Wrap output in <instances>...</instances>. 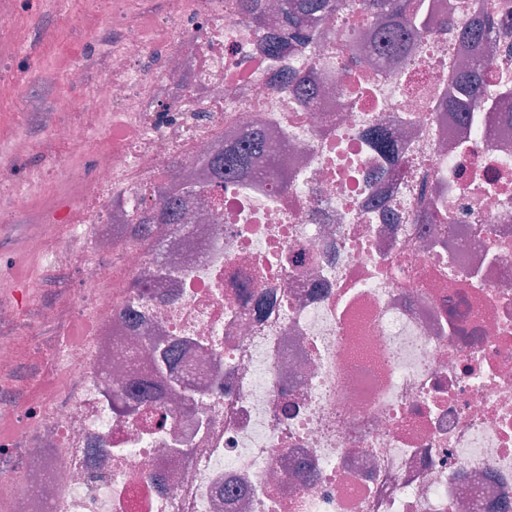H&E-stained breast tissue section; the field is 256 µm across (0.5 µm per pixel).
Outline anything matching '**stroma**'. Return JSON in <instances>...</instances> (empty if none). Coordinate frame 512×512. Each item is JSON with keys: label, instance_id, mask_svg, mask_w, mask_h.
Wrapping results in <instances>:
<instances>
[{"label": "stroma", "instance_id": "obj_1", "mask_svg": "<svg viewBox=\"0 0 512 512\" xmlns=\"http://www.w3.org/2000/svg\"><path fill=\"white\" fill-rule=\"evenodd\" d=\"M15 26L0 37V45L15 54L19 67L6 70L5 76L19 86L14 100L0 102V121L12 130L32 137L34 155L29 162L11 163L7 171L20 175L26 164H40L48 146L54 122H80L78 113L68 111L66 103L75 96L89 97L90 82L110 66L106 42L111 35L108 24L79 27L75 24L73 0H11ZM89 63V84L75 87L64 78L71 66ZM75 268L41 264L39 277L32 281L31 306L53 302L65 288L73 287Z\"/></svg>", "mask_w": 512, "mask_h": 512}]
</instances>
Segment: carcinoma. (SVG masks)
<instances>
[{
    "instance_id": "obj_1",
    "label": "carcinoma",
    "mask_w": 512,
    "mask_h": 512,
    "mask_svg": "<svg viewBox=\"0 0 512 512\" xmlns=\"http://www.w3.org/2000/svg\"><path fill=\"white\" fill-rule=\"evenodd\" d=\"M245 19L256 30H262L267 13L266 0H238ZM362 13L381 20L374 34V48L381 55L407 53L424 35L448 28V17L434 18L427 0H359ZM348 6V0H279L280 24L278 34L265 43L267 55L280 56L290 44L310 45L317 40L319 26L327 17ZM497 24L491 14L476 17L464 30L475 49H481L486 29ZM459 84L467 88V98H454L446 105L464 113L486 111V78L475 64L459 74ZM284 89L294 93L304 105L313 101L314 91L308 76H293ZM372 152L393 163L398 158L397 141L385 130L377 127L367 134ZM264 151V140L255 131L247 143L229 147L216 156L202 161L211 172L206 185L189 183L170 174V182L157 188L154 213L137 217L145 233L155 224H182L185 221V199L205 194L213 207H219L214 192L224 187L226 179H245L250 176L255 154Z\"/></svg>"
}]
</instances>
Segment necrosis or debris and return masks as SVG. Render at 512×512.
Segmentation results:
<instances>
[{"label":"necrosis or debris","instance_id":"obj_1","mask_svg":"<svg viewBox=\"0 0 512 512\" xmlns=\"http://www.w3.org/2000/svg\"><path fill=\"white\" fill-rule=\"evenodd\" d=\"M456 3L435 0L452 24L415 55L349 49L372 28L353 6L273 60L238 0H110L112 70L71 104L91 122L52 130L69 166L33 167L38 207L0 177V235L78 272L33 311L70 322L45 356L16 333L26 292L0 290V512H512V94L475 124L402 90L457 95L476 57ZM484 4L480 62L512 75V0ZM291 69L316 103L280 91ZM258 126L287 192L261 161L223 210L188 199V230L141 239L128 208H154L171 161L205 183L200 158ZM375 127L397 163L369 151ZM425 187L441 205L417 224ZM151 336L178 341L171 370ZM21 371L66 382L19 406ZM161 379L162 422L103 400Z\"/></svg>","mask_w":512,"mask_h":512}]
</instances>
